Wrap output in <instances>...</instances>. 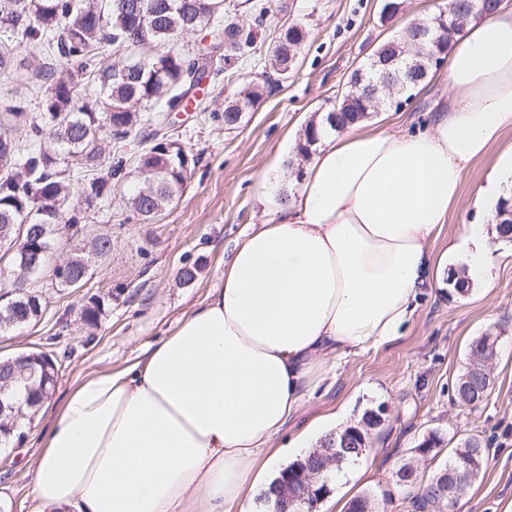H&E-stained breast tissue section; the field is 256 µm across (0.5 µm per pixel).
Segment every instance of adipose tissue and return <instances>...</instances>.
<instances>
[{"mask_svg":"<svg viewBox=\"0 0 512 512\" xmlns=\"http://www.w3.org/2000/svg\"><path fill=\"white\" fill-rule=\"evenodd\" d=\"M427 131L356 123L224 258L222 284L144 356L96 371L45 434L40 512H249L268 469L307 457L335 414L297 417L316 367L395 342L443 266L434 243L467 166L512 126V8L472 21ZM489 227L448 246L493 288ZM287 447L276 446L285 430Z\"/></svg>","mask_w":512,"mask_h":512,"instance_id":"1","label":"adipose tissue"}]
</instances>
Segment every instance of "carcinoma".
I'll return each instance as SVG.
<instances>
[{
    "label": "carcinoma",
    "instance_id": "carcinoma-1",
    "mask_svg": "<svg viewBox=\"0 0 512 512\" xmlns=\"http://www.w3.org/2000/svg\"><path fill=\"white\" fill-rule=\"evenodd\" d=\"M497 0H457L455 12L467 19L480 10L492 12ZM223 9V0H0V72H14V59L23 48L38 50L49 60H60L62 68L50 67L44 73L45 105L33 117L18 101L0 107V248L11 253L9 264L0 271V288L11 289L12 297L0 305V331L28 324L42 313V297L26 289V283L42 274L55 242L71 226L85 223V214L68 210L75 194L85 197L87 207L105 202L112 190L122 186L130 175L140 177L138 190L127 199L126 220L149 223L165 211L182 193L188 174L196 166V155L181 143L153 129L157 114L183 108L211 73L221 71V61H229L253 44L252 29L230 21L214 30L224 43L223 59L208 64L186 53L156 49L174 43L184 34L210 27ZM430 38H417L420 27L410 25L380 44L365 64L351 77L342 97L324 113L312 117L300 134L293 164L303 170L320 140L318 128L340 131L346 125L363 120L374 105L363 102L365 87L378 81L385 59L413 66L411 76L390 82L397 102L408 86H416L432 71V39L451 46L461 27L444 24L442 14L429 18ZM305 30L293 24L284 29L271 49V65L282 79L288 78ZM112 43L151 54L143 60L127 57L112 66L106 75L96 69V57L103 45ZM105 87L102 98L81 100V90L96 81ZM265 86L254 84L239 97L224 103V111L215 115L224 126L239 123L263 97ZM28 127L27 138L16 132ZM143 145L142 151L129 155V140ZM112 251V236L97 234L82 249L52 266L51 277L62 288H79L89 274L91 264ZM105 313V302L93 297L81 306L80 318L96 328ZM488 336L477 338L470 347L469 364L456 383L460 403L478 406L488 395L493 381L484 384L476 377L486 355ZM59 355L54 350L22 352L0 358V385L14 412L0 418V445L13 435L15 415L27 409L34 416L44 399L50 397L59 374ZM36 369L29 386L14 379ZM376 419L364 415L337 437L325 439L319 451L288 466V477L276 480L259 501L275 500V508L285 510L288 480L297 477L295 467L318 470L329 456L333 440L346 444L340 463L358 457L359 435H368ZM489 448L476 435L462 439L448 458L446 468L469 462V477L463 488L479 478ZM436 472L423 486L418 508L443 512L446 502L438 492Z\"/></svg>",
    "mask_w": 512,
    "mask_h": 512
}]
</instances>
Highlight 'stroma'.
<instances>
[{
    "label": "stroma",
    "instance_id": "stroma-1",
    "mask_svg": "<svg viewBox=\"0 0 512 512\" xmlns=\"http://www.w3.org/2000/svg\"><path fill=\"white\" fill-rule=\"evenodd\" d=\"M446 2L401 0L399 12L384 21L378 0H224L225 14L252 25L254 44L212 82L196 110L171 115L175 139L198 158L181 196L149 224L126 222L121 193L91 209L74 196L72 208L87 212L85 234L111 232L112 251L93 266L83 287L61 288L46 276L29 281L28 289L43 298L42 314L0 332V356L51 347L68 352L52 396L57 405L89 373L133 363L219 286L225 249L250 225L264 221L273 191L294 189L282 173L290 168L305 121L342 94L352 72L379 43L413 20L438 13ZM293 23L308 36L288 80L265 93L233 128L213 120L225 98L237 96L265 70L268 47ZM42 62L37 52L19 53L14 74L0 75V103L20 100L38 115L44 103L37 78ZM440 88L439 78H431L409 101L379 108L367 122L410 132L426 129ZM511 146L512 127L488 158L466 168L436 253L446 251L449 239L463 235L467 225L483 221L474 191L493 158ZM275 158L282 161L277 171L269 167ZM497 249L502 256L489 294L472 290L461 296L445 283L425 292L403 336L337 364L335 380L323 382L305 404V420L337 409L353 423L368 412L379 417L361 457L367 473L330 489L316 512H346L354 497L385 491L394 494L387 512H414L396 493L399 467L410 465L415 483L426 482L469 434L482 438L489 458L479 480L461 496L458 512H503L512 500V245L501 243ZM190 264L198 267L196 278L181 284L179 271ZM106 293L112 296L107 315L98 328H89L79 309L90 296ZM486 333L500 337L493 385L483 403L466 406L455 396V383L467 367L472 342ZM53 416L50 410L38 412L29 433L0 450V512H36L30 494L33 468ZM435 433L444 445L424 450L423 441Z\"/></svg>",
    "mask_w": 512,
    "mask_h": 512
}]
</instances>
